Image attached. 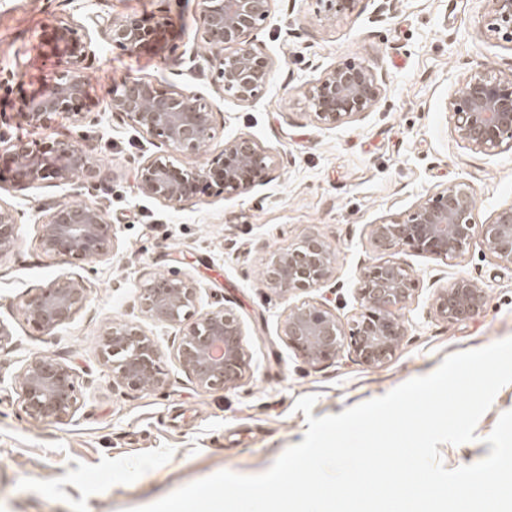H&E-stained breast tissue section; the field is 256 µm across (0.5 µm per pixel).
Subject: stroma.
<instances>
[{
  "label": "stroma",
  "instance_id": "stroma-1",
  "mask_svg": "<svg viewBox=\"0 0 512 512\" xmlns=\"http://www.w3.org/2000/svg\"><path fill=\"white\" fill-rule=\"evenodd\" d=\"M487 0H356L335 25L320 21L322 0H276L253 41L273 60L270 83L248 105L224 97L213 80L194 0H0V149L19 141L70 139L93 155L99 175L34 187L0 182V203L18 218L14 249L0 256V512H133L220 471L265 472L301 443L308 417L341 414L434 372L450 354L512 338V267L473 245L441 260L399 252L416 280L401 310L406 333L395 356L368 367L353 354L312 366L289 348L286 314L304 301H328L342 321L359 307L361 267L386 258L371 224L404 218L421 197L454 181L468 183L481 217L512 203V148L488 156L465 148L446 105L475 72L512 71V44L487 27ZM168 15L175 47L129 53L98 41L86 64L89 108L44 127L18 114L20 100L43 86L60 60L43 43L48 24L78 25L91 15ZM356 62L383 81L378 107L335 128L309 114L307 90L328 69ZM142 79L214 103L213 150L230 135H253L275 156L268 183L225 196L208 192L174 209L135 185L140 160L156 153L149 137L112 116L113 84ZM94 203L111 222L107 256L74 261L45 255L39 228L58 204ZM318 235L336 250V270L320 287L266 288L272 253ZM177 271L200 287L204 305L232 308L244 326L248 368L237 385L202 391L174 358L175 329L141 310L149 273ZM82 277L88 301L51 331L27 323L22 300L62 276ZM466 275L484 283L481 315L450 323L433 307L436 291ZM115 321L142 327L165 354L156 391L114 387L100 336ZM47 356L74 368L79 409L65 424L29 420L14 383L25 360ZM315 396L311 415L297 400ZM512 411L503 386L477 423L474 441L440 445L448 469L481 461L500 415Z\"/></svg>",
  "mask_w": 512,
  "mask_h": 512
}]
</instances>
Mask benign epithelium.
Segmentation results:
<instances>
[{"instance_id":"7a95c632","label":"benign epithelium","mask_w":512,"mask_h":512,"mask_svg":"<svg viewBox=\"0 0 512 512\" xmlns=\"http://www.w3.org/2000/svg\"><path fill=\"white\" fill-rule=\"evenodd\" d=\"M202 39L208 47L215 82L224 96L249 104L265 91L272 59L254 47L249 36L270 16L276 0H196ZM323 22L336 23L355 0H326ZM492 31L512 42V0H488ZM88 30L78 35L69 22L51 25L53 47L61 55L60 69L42 89L26 99L20 116L31 126L47 125L53 116L72 113L87 99L85 62L95 54L93 36L131 53L161 51L173 38L168 16L101 15L87 19ZM383 92L368 67L346 63L327 70L308 92L310 116L323 126L336 127L373 111ZM110 110L164 146L137 167L135 183L143 195L167 206L180 207L217 188L226 194L249 190L270 178L274 156L248 135L224 140V146L199 166H185L179 157L200 154L214 139V105L192 92L161 83L124 80L112 86ZM457 139L472 151L494 155L512 147V72L479 71L447 104ZM92 155L66 140L19 141L0 158V178L35 186L43 180L70 182L96 177ZM373 243L393 253L408 247L440 259L464 256L474 242L484 253L512 266V204L482 220L475 194L464 181L452 182L425 195L405 220L385 218L370 225ZM17 239L13 209L0 204V256ZM110 222L94 204H60L41 224L39 245L49 256L86 261L108 253ZM336 267L335 248L321 237H304L296 247L277 251L266 264L263 278L272 290L289 292L320 286ZM416 281L396 259L364 265L357 283L360 312L348 323L327 305L304 302L284 319L289 347L308 364L333 359L348 349L368 367H380L395 355L406 327L398 311L415 291ZM83 280L63 275L38 289L21 305L24 319L51 331L68 322L87 302ZM147 318L179 329L175 357L184 372L203 390L229 388L243 377L246 351L243 325L226 307L202 308L198 287L178 272L154 274L139 289ZM486 286L458 276L434 297L437 314L462 322L484 312ZM101 354L112 371L113 383L132 390H158L165 384L164 354L141 326L114 322L100 340ZM16 393L22 410L33 422L63 424L79 408L73 369L65 363L34 357L22 365Z\"/></svg>"}]
</instances>
